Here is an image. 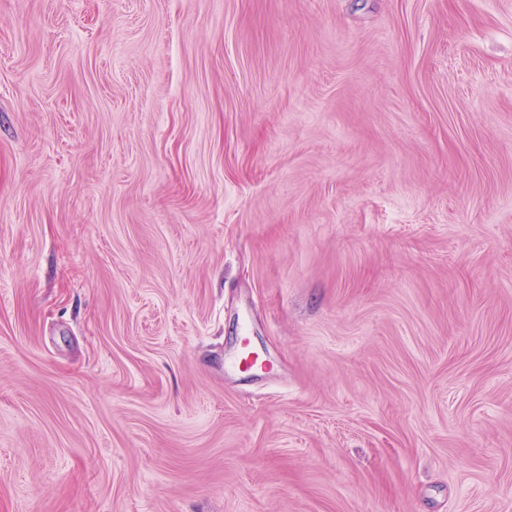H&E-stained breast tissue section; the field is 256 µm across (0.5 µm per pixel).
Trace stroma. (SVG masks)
I'll use <instances>...</instances> for the list:
<instances>
[{
    "mask_svg": "<svg viewBox=\"0 0 512 512\" xmlns=\"http://www.w3.org/2000/svg\"><path fill=\"white\" fill-rule=\"evenodd\" d=\"M0 512H512V0H0Z\"/></svg>",
    "mask_w": 512,
    "mask_h": 512,
    "instance_id": "35a3bbf8",
    "label": "stroma"
}]
</instances>
